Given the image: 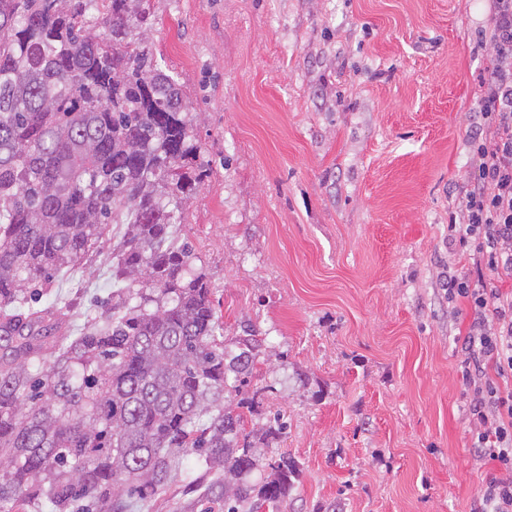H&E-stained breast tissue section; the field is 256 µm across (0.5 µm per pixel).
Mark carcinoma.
<instances>
[{
  "instance_id": "cac0c4a2",
  "label": "carcinoma",
  "mask_w": 512,
  "mask_h": 512,
  "mask_svg": "<svg viewBox=\"0 0 512 512\" xmlns=\"http://www.w3.org/2000/svg\"><path fill=\"white\" fill-rule=\"evenodd\" d=\"M148 0H0V512L19 499L56 512L75 501H142L199 454L224 512H279L298 476L269 472L224 406L261 343L224 344L211 280L174 244L206 177L176 77L148 46ZM112 280L125 299L62 329L59 298L30 288L97 255L109 225Z\"/></svg>"
}]
</instances>
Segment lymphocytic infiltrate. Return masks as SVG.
Masks as SVG:
<instances>
[{"mask_svg": "<svg viewBox=\"0 0 512 512\" xmlns=\"http://www.w3.org/2000/svg\"><path fill=\"white\" fill-rule=\"evenodd\" d=\"M482 31L495 63L484 82L468 137L471 164L448 214V252L472 272L448 276L449 302L470 312L459 370L470 392V449L487 474L481 512H512V0H490Z\"/></svg>", "mask_w": 512, "mask_h": 512, "instance_id": "1", "label": "lymphocytic infiltrate"}]
</instances>
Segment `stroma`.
<instances>
[{"label": "stroma", "instance_id": "obj_1", "mask_svg": "<svg viewBox=\"0 0 512 512\" xmlns=\"http://www.w3.org/2000/svg\"><path fill=\"white\" fill-rule=\"evenodd\" d=\"M150 45L182 86L208 175L178 239L211 275L226 338L282 413L261 449L300 473L282 512H478L450 308L448 213L468 115L494 64L487 0H149ZM112 254L55 276L71 328L112 301ZM185 453L131 512H224Z\"/></svg>", "mask_w": 512, "mask_h": 512}]
</instances>
